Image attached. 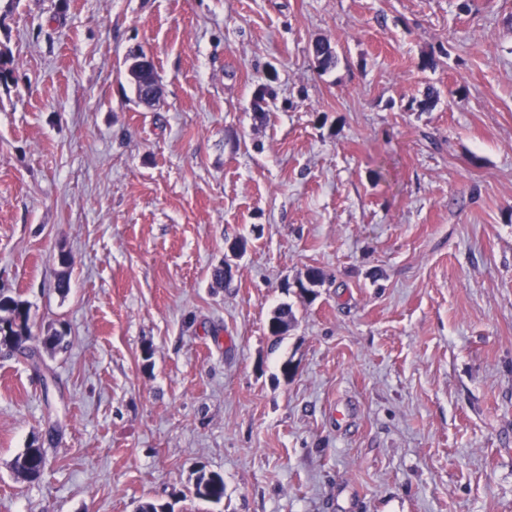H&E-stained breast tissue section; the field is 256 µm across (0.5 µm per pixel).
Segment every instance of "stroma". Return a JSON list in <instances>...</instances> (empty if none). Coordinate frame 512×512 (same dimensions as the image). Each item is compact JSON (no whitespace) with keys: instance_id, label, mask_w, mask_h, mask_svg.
<instances>
[{"instance_id":"35a3bbf8","label":"stroma","mask_w":512,"mask_h":512,"mask_svg":"<svg viewBox=\"0 0 512 512\" xmlns=\"http://www.w3.org/2000/svg\"><path fill=\"white\" fill-rule=\"evenodd\" d=\"M0 59V512H512V0H0ZM150 57L143 49H139L136 54H133L131 59L133 61L132 69H138L137 80L133 81L134 88L138 99L141 98L140 102L148 108H151L159 102L163 95V87L156 79L155 83L149 88L146 95L142 96L144 88L149 86L153 79L158 78L157 72L153 70L151 64L148 67H144L140 60H145ZM142 96V97H141ZM2 312L7 315H0V346L20 352L29 359L32 367L42 368L39 351L25 346L31 336L27 302L0 294V313ZM44 461V443L35 438L18 457L17 468L26 479L34 481L43 474L42 467ZM198 499L218 503L224 498V478L216 472L200 473L194 486Z\"/></svg>"}]
</instances>
